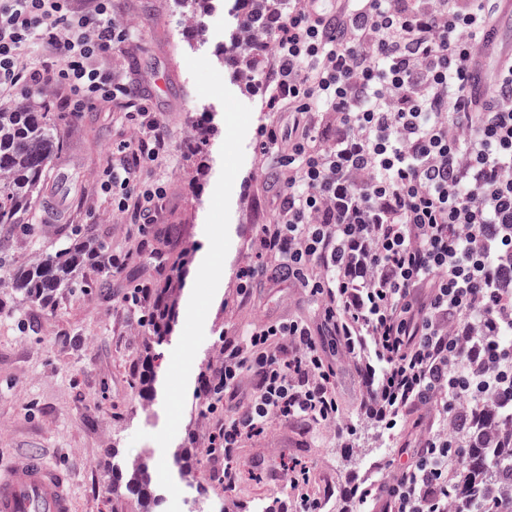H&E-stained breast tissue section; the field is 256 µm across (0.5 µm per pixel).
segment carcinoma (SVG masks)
Masks as SVG:
<instances>
[{"instance_id": "obj_1", "label": "carcinoma", "mask_w": 512, "mask_h": 512, "mask_svg": "<svg viewBox=\"0 0 512 512\" xmlns=\"http://www.w3.org/2000/svg\"><path fill=\"white\" fill-rule=\"evenodd\" d=\"M245 22L241 23L235 42L240 52L238 78L246 83L255 79L250 60L264 46L254 39L268 17L274 14L278 0H244ZM62 149L51 127L50 113L42 106L21 102L9 110L0 109V242L14 234H32L27 221L35 206L46 168ZM64 243L54 254L32 260L12 270V285L29 298L47 303L62 288L72 286L75 276L87 265L108 259L106 246L97 238L94 225L86 224L74 234L62 231ZM182 289L173 282L152 289V305L143 319L153 344L161 345L169 336L178 317ZM154 357L145 356L134 386L148 398L154 397ZM503 408L475 415L477 426L469 437L466 455L457 461L459 480L448 487V500L459 504L465 512H486L484 503L494 498L500 502L497 512H512V443L491 448L489 440L499 424L497 414ZM191 454L182 449L174 463L183 478L192 480L195 471ZM110 494L112 512H157L163 498L157 493L152 470L142 458L114 463L111 467Z\"/></svg>"}]
</instances>
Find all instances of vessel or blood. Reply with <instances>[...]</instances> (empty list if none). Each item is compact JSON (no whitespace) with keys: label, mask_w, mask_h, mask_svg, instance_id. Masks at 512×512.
Masks as SVG:
<instances>
[{"label":"vessel or blood","mask_w":512,"mask_h":512,"mask_svg":"<svg viewBox=\"0 0 512 512\" xmlns=\"http://www.w3.org/2000/svg\"><path fill=\"white\" fill-rule=\"evenodd\" d=\"M0 512H73L68 467L36 448L0 465Z\"/></svg>","instance_id":"vessel-or-blood-1"}]
</instances>
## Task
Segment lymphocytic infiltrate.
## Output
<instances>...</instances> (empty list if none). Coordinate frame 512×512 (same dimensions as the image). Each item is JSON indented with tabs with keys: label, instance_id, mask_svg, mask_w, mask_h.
<instances>
[{
	"label": "lymphocytic infiltrate",
	"instance_id": "lymphocytic-infiltrate-1",
	"mask_svg": "<svg viewBox=\"0 0 512 512\" xmlns=\"http://www.w3.org/2000/svg\"><path fill=\"white\" fill-rule=\"evenodd\" d=\"M0 0V89L37 85L22 62L35 39L54 45L72 111L95 100L134 97L98 58L130 36L112 0ZM498 0H288L263 40L272 49L268 111L288 126L262 127L263 150L288 165L276 223L258 237L287 278L327 302L325 325L349 354L373 347L384 366L365 404L386 428L403 410L440 412L413 460L388 482L363 488L358 505L379 512H448V466L465 453L449 422L496 399L512 406V67L483 53ZM494 73L491 96H472L475 65ZM336 119L322 143L300 118ZM118 210L146 211L163 188L139 190L134 168L104 173ZM206 377L208 413L236 392L244 372L257 383L236 419L210 435L232 452L272 415L336 422L333 370L310 326L288 319L224 342Z\"/></svg>",
	"mask_w": 512,
	"mask_h": 512
}]
</instances>
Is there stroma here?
<instances>
[{"mask_svg":"<svg viewBox=\"0 0 512 512\" xmlns=\"http://www.w3.org/2000/svg\"><path fill=\"white\" fill-rule=\"evenodd\" d=\"M112 18L132 27L133 38L98 60L116 83L136 79L146 115L130 118L125 104L99 101L77 116L67 114L68 88L46 70L57 64L53 47L26 51L28 66L44 71L35 87L0 94V108L27 100L51 102L61 117L55 133L63 144L46 170L30 221L31 237L7 241L11 263L19 265L55 252L64 224L95 225L118 265L85 268L73 287L49 304L31 301L0 284V464L29 448L47 451L50 461L72 469L75 512H110L105 465L112 452L149 457L159 490L179 485L176 449L192 451L198 471L213 483L187 488L189 498L211 512H277L288 500V467L309 471L307 490L324 512H340L346 498L382 473L406 463L433 422L425 406L404 410L397 426L385 429L363 404L371 388L365 360L346 354L322 325L325 301L295 282L258 279L239 293L241 271L273 266L257 246L261 225L277 220L271 185L288 173L277 153H261L259 129L274 122L265 108L260 59L253 83L240 81L220 49H231L242 22L238 0H213L198 23H189L179 0H112ZM167 90L155 86L166 69ZM162 123L165 150L137 165L139 180L164 187L152 204L154 220L118 211L102 190L103 172L121 156L151 120ZM223 197H216V188ZM223 246L210 279L197 276L211 240ZM190 252L180 311L167 341L150 345L139 324L144 308L133 305L136 287H162L165 257ZM221 285L219 302L209 299L211 281ZM309 323L334 370L339 423L332 426L283 416L270 419L262 434L245 439L230 457L210 453L208 436L239 406L226 398L223 411L209 415L196 391L219 362L225 337L241 338L248 325L284 319ZM158 356L157 395L144 400L132 385L146 353ZM238 471L224 483V467Z\"/></svg>","mask_w":512,"mask_h":512,"instance_id":"1","label":"stroma"}]
</instances>
